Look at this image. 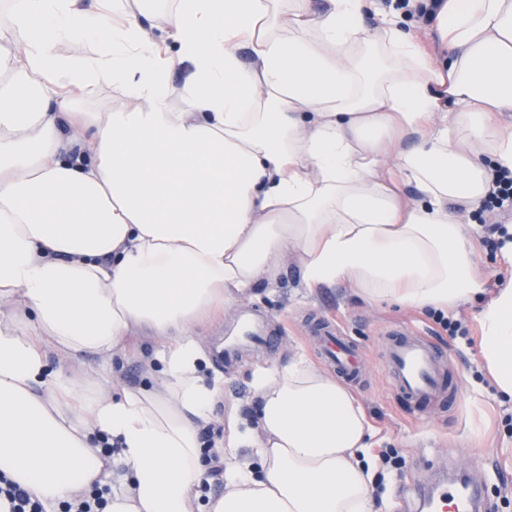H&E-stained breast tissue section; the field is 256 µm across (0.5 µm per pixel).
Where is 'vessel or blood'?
Returning <instances> with one entry per match:
<instances>
[{
  "label": "vessel or blood",
  "instance_id": "1",
  "mask_svg": "<svg viewBox=\"0 0 512 512\" xmlns=\"http://www.w3.org/2000/svg\"><path fill=\"white\" fill-rule=\"evenodd\" d=\"M317 340L325 361L335 366L345 380L356 381L358 364L355 347L332 329H320ZM273 343L274 338L264 318L259 313L250 312L242 317L233 333L225 336L218 357L225 365L231 366L249 348ZM384 360L393 388L413 408L427 407L443 396L447 358L419 330L391 331ZM415 498L425 504L429 512H483L485 507L474 484L450 476L440 477L426 491L416 492Z\"/></svg>",
  "mask_w": 512,
  "mask_h": 512
}]
</instances>
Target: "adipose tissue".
<instances>
[{
    "label": "adipose tissue",
    "mask_w": 512,
    "mask_h": 512,
    "mask_svg": "<svg viewBox=\"0 0 512 512\" xmlns=\"http://www.w3.org/2000/svg\"><path fill=\"white\" fill-rule=\"evenodd\" d=\"M328 2L174 0L163 56L150 10L127 0H5L0 476L45 512L101 484L108 444L129 477L104 512H194L221 387L193 330L273 281L282 254H299L310 292L346 282L445 312L483 292L458 212L512 171V0H444L440 66L397 17L366 27L369 0ZM105 84L120 107L99 103ZM479 327L512 400V282ZM137 332L164 343L153 389L106 396L60 366L91 353L110 368ZM254 392L207 512H372L375 430L352 392L302 357L257 371Z\"/></svg>",
    "instance_id": "obj_1"
}]
</instances>
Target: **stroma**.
<instances>
[{
    "instance_id": "35a3bbf8",
    "label": "stroma",
    "mask_w": 512,
    "mask_h": 512,
    "mask_svg": "<svg viewBox=\"0 0 512 512\" xmlns=\"http://www.w3.org/2000/svg\"><path fill=\"white\" fill-rule=\"evenodd\" d=\"M475 245V260L484 276L485 288L479 297L462 303L446 318L385 303L362 300L349 284L339 283L308 293L299 283L296 255L284 256L274 282H261L252 295L237 299L224 308L223 319L200 325L198 339L207 353H214L227 328L241 309L262 310L278 336L275 349H261L230 369L211 362V371L224 373V400L215 408L205 437L218 441L231 425L250 422L257 401L252 390L254 373L261 368L287 363L304 356L314 367L323 362L314 347L311 326L321 319L337 326L357 347L362 370L361 386L353 393L377 430L369 458L374 475L385 488L386 512H405L407 503L398 491L426 481L431 470L454 467L468 474L482 471L486 501L497 512H512V402L502 398L479 360L478 315L487 305L499 278L506 274L500 248L484 246V227L497 223L495 215L462 214ZM460 321L466 338L449 334L446 320ZM415 327L431 336L448 356L447 379L454 390L452 402L429 406L416 412L391 388L384 364L386 338L391 327ZM133 353L115 358L97 387L106 394L128 388L153 386L158 372L140 360V353L159 350L161 344L149 336L133 340ZM397 458L399 468L379 465L380 450Z\"/></svg>"
}]
</instances>
